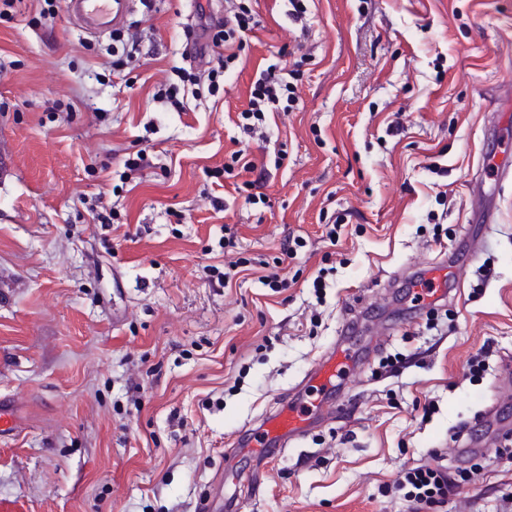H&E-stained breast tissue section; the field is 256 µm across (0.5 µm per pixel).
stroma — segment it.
Segmentation results:
<instances>
[{
    "label": "stroma",
    "instance_id": "1",
    "mask_svg": "<svg viewBox=\"0 0 512 512\" xmlns=\"http://www.w3.org/2000/svg\"><path fill=\"white\" fill-rule=\"evenodd\" d=\"M305 6L298 21L288 0H253L260 28L184 112L152 95L186 66L187 27L223 16L224 0H135L128 18L163 58L125 79L111 33L61 9L39 19L32 0L0 16V400L16 419L0 432V512H199L218 490L239 512H405L400 471L441 463L452 431L506 389L512 177L490 184L487 227L470 183L512 140V0ZM269 58L286 63L293 102L250 136L235 121ZM142 149L150 167L127 170ZM234 152L266 169L262 202L237 195L251 175L225 173ZM290 236L304 245L287 257ZM243 259L219 286L215 271ZM443 261L460 280L431 315L387 287ZM363 298L374 327L351 341L375 349L336 417L268 458L261 485L236 483L256 460L235 441ZM439 512H512V457L477 458Z\"/></svg>",
    "mask_w": 512,
    "mask_h": 512
}]
</instances>
